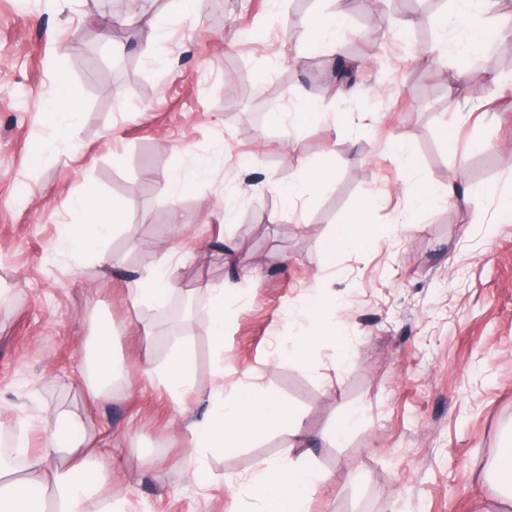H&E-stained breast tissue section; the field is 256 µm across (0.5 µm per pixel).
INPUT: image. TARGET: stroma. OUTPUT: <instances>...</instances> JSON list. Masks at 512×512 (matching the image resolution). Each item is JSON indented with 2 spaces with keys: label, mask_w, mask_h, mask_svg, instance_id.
Masks as SVG:
<instances>
[{
  "label": "stroma",
  "mask_w": 512,
  "mask_h": 512,
  "mask_svg": "<svg viewBox=\"0 0 512 512\" xmlns=\"http://www.w3.org/2000/svg\"><path fill=\"white\" fill-rule=\"evenodd\" d=\"M111 3L0 0V433L26 426L37 448L57 411L86 415L128 512H261L243 483L287 446L325 477L309 512H506L491 467L512 434V222H496L486 191L512 192V110L489 107L512 90V59L494 58L495 79L453 82L448 0L425 30L382 15V43L346 89L334 56L293 34L298 15L331 13L336 0H207L196 19L140 0L142 21L167 36L134 39L117 71ZM252 25L264 38L245 41ZM63 82L79 106L65 144V115L49 109ZM306 101L323 118L292 122ZM299 155L335 177L291 209L259 185L293 183ZM201 157L212 169L197 178ZM411 178L435 190L455 181L470 200L407 210ZM87 192L125 211L106 270L63 243ZM370 197L373 245L327 259L322 239ZM403 213L412 229L397 224ZM174 245L181 289L224 288L222 353L208 313L174 334L161 306L129 299ZM313 292L340 335L302 359L289 349L309 324L289 311ZM107 328L122 383L95 404L81 368ZM178 348L193 388L176 399L143 368ZM251 380L290 407L307 441L275 429L198 454L181 418ZM349 415L346 437L326 438Z\"/></svg>",
  "instance_id": "stroma-1"
}]
</instances>
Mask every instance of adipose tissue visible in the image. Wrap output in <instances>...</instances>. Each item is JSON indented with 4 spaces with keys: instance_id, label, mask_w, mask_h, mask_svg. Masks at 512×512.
<instances>
[{
    "instance_id": "1",
    "label": "adipose tissue",
    "mask_w": 512,
    "mask_h": 512,
    "mask_svg": "<svg viewBox=\"0 0 512 512\" xmlns=\"http://www.w3.org/2000/svg\"><path fill=\"white\" fill-rule=\"evenodd\" d=\"M494 0H459L456 15L464 36L456 53L461 60L459 76H466L467 60L478 55L492 38L486 16ZM344 21L343 12L327 16L303 17L296 23L297 31L329 53L337 54L342 44L337 31ZM333 179L330 169L299 164L296 184L281 186L267 183V190L277 192L289 206H296L309 187L325 188ZM73 210L81 223L95 228V235L70 230L67 241L73 248L91 252L101 266H110L112 259L103 249L121 216L119 207L103 202L93 193L77 196ZM370 206L352 213L345 223L337 225L322 241L328 257L354 249L370 247ZM176 270L164 264L135 282L134 302L163 303L177 289ZM192 360L189 354L175 350L162 365L148 364L146 375L159 381L170 392H178L192 382ZM120 377L112 363V333L98 336L96 353L88 367L85 388L92 401L111 398ZM276 427L300 429L301 423L285 403L269 389L253 382L237 383L231 391L217 392L210 397L208 414L188 424L194 447L200 453L215 448H233L244 439L263 434ZM99 449L90 447L81 415L59 412L55 426L43 435L41 448L31 453L23 472L0 465V512H86L89 501H96L98 512H125V500L112 495V469L99 459ZM318 471L300 466L292 460L291 448H283L280 462L257 461L251 488L259 494L263 512H308L310 494L322 482Z\"/></svg>"
}]
</instances>
